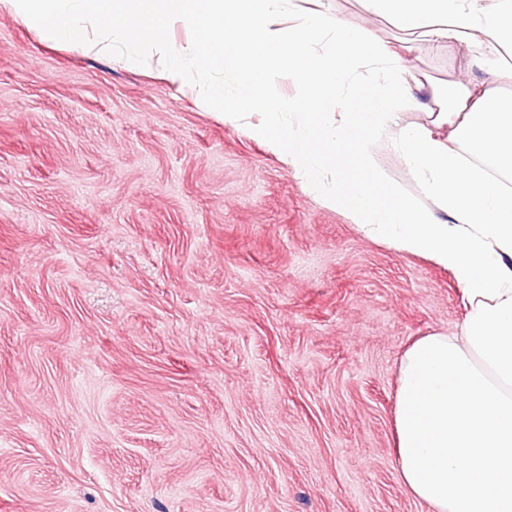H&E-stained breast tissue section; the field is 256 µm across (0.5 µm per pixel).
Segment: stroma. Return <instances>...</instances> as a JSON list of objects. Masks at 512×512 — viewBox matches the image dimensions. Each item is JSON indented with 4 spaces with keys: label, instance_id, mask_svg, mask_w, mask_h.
I'll return each mask as SVG.
<instances>
[{
    "label": "stroma",
    "instance_id": "obj_1",
    "mask_svg": "<svg viewBox=\"0 0 512 512\" xmlns=\"http://www.w3.org/2000/svg\"><path fill=\"white\" fill-rule=\"evenodd\" d=\"M463 318L451 272L363 237L154 51L0 11V512H427L397 362Z\"/></svg>",
    "mask_w": 512,
    "mask_h": 512
}]
</instances>
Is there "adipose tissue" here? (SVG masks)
<instances>
[{
	"label": "adipose tissue",
	"mask_w": 512,
	"mask_h": 512,
	"mask_svg": "<svg viewBox=\"0 0 512 512\" xmlns=\"http://www.w3.org/2000/svg\"><path fill=\"white\" fill-rule=\"evenodd\" d=\"M46 39L86 44L111 12L104 46L128 64L156 48L160 75H231L200 87L236 125L265 113L255 135L325 205L364 236L450 270L465 319L458 335L414 339L398 361L393 441L404 491L429 512H512V0H364L419 39L464 48L469 79L436 85L396 45L346 22L328 0H0ZM186 38L168 42L165 28ZM294 96L279 97L281 78ZM426 90L419 99L418 90ZM421 110L428 119L406 122ZM352 144L348 178L336 150ZM401 157L419 188H393L379 148ZM391 191L392 204L376 190Z\"/></svg>",
	"instance_id": "ef3b65f1"
}]
</instances>
